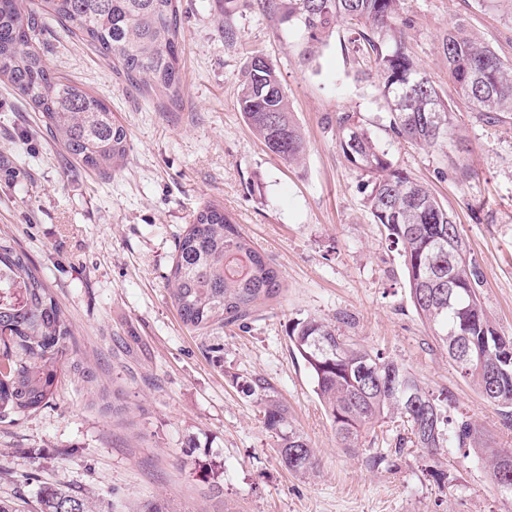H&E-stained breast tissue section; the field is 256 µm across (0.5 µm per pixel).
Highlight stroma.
<instances>
[{"mask_svg": "<svg viewBox=\"0 0 512 512\" xmlns=\"http://www.w3.org/2000/svg\"><path fill=\"white\" fill-rule=\"evenodd\" d=\"M177 99L131 86L93 49L48 25V66L106 98L130 150L109 174L86 169L39 113L0 84V233L41 268L74 332L53 400L0 422V499L35 512L40 488L87 496L93 512H512L471 449L441 458L437 484L421 451L399 467L341 448L304 361L289 341L307 317L344 319L345 333L403 363L457 411L512 450V420L465 381L417 315L402 260L365 205L363 177L338 146L334 116L351 112L392 162L456 215L484 275L480 295L512 336V114L486 121L460 101L440 41L460 19L512 63V0H405L406 44L451 104L459 137L421 149L389 130L370 68L337 24L305 59L307 35L276 0H179ZM232 28L233 43L224 30ZM279 71L305 140L291 165L251 132L237 105L255 53ZM223 205L278 266L283 290L224 330L214 362L182 324L167 278L175 244L206 203ZM266 378L314 448L313 474L288 472L243 385ZM32 474L36 483L25 484ZM223 493H216V486Z\"/></svg>", "mask_w": 512, "mask_h": 512, "instance_id": "stroma-1", "label": "stroma"}]
</instances>
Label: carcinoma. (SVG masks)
Instances as JSON below:
<instances>
[{
	"label": "carcinoma",
	"instance_id": "obj_1",
	"mask_svg": "<svg viewBox=\"0 0 512 512\" xmlns=\"http://www.w3.org/2000/svg\"><path fill=\"white\" fill-rule=\"evenodd\" d=\"M403 2L281 0V6L288 20L304 28L313 49L344 23L355 51L374 60L378 89L390 107V131L416 146L440 147L455 113L408 53L398 25ZM50 22L114 64L130 84L174 98L182 81L178 0H0V79L42 114L67 153L107 173L128 154L126 128L103 98L48 67L41 36ZM440 48L448 76L473 111L486 117L512 112L511 63L457 20ZM238 106L271 152L290 163L301 159V129L277 69L261 54L252 55L242 74ZM335 120L343 155L366 177V206L402 258L421 321L486 402L512 409V336L499 334L481 303L482 271L453 211L395 167L353 113L338 112ZM168 287L183 324L208 340L205 351L218 362L224 328H245L282 293L278 268L216 203L199 210L179 238ZM72 336L40 268L13 237L0 236V421L28 416L54 398ZM289 339L311 372L341 447L373 446L375 427L397 418L407 433L373 463L397 467L406 449L418 448L434 463L433 477L445 484L443 449L473 448L484 456L495 486L512 485V453L488 445L473 417L448 415L450 394L426 390L404 364L355 342L332 322L299 320ZM245 391L258 396L281 463L296 474L314 471L315 451L270 382L255 376ZM38 503L40 512H92L81 495L61 488L40 490Z\"/></svg>",
	"mask_w": 512,
	"mask_h": 512
}]
</instances>
